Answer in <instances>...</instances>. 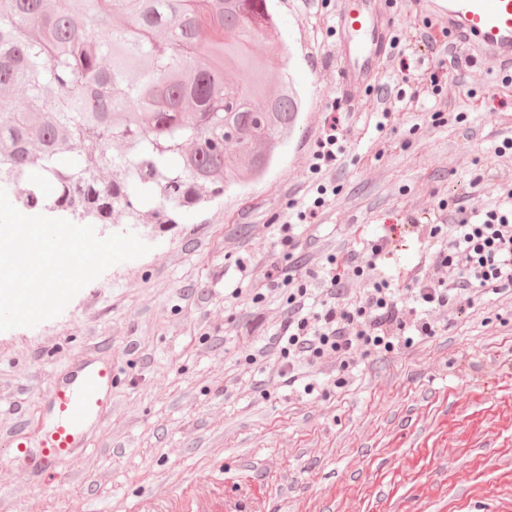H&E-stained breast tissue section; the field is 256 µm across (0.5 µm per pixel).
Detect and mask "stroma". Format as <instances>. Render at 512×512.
<instances>
[{"mask_svg":"<svg viewBox=\"0 0 512 512\" xmlns=\"http://www.w3.org/2000/svg\"><path fill=\"white\" fill-rule=\"evenodd\" d=\"M271 9L305 107L263 181L176 224L96 225L101 237L134 231L151 250L107 269L56 318L0 332V512H512L511 296L481 297L448 330L370 357L345 387L319 380L309 396L248 363L236 335L255 293L270 324L281 318L288 287L267 277L288 265L277 228L316 196L306 160L326 116L337 119L339 193L300 235L302 263L387 233L412 268L434 203L491 202L492 185L472 179L501 164L512 83L477 71L456 86L460 48L424 49L385 121L374 105L391 74L359 105L340 92L336 0ZM434 73L443 103L412 101ZM92 354L118 372L112 412L85 453L37 473L53 383Z\"/></svg>","mask_w":512,"mask_h":512,"instance_id":"1","label":"stroma"}]
</instances>
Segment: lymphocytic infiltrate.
<instances>
[{
  "label": "lymphocytic infiltrate",
  "mask_w": 512,
  "mask_h": 512,
  "mask_svg": "<svg viewBox=\"0 0 512 512\" xmlns=\"http://www.w3.org/2000/svg\"><path fill=\"white\" fill-rule=\"evenodd\" d=\"M495 204L470 220L463 206L438 202L435 221L423 230L431 264L416 275L386 269L390 238L381 235L343 256L304 272L288 271L287 308L248 359L295 384L303 369L352 371L358 359L392 351L450 325V313L479 296L512 291V178L489 170ZM455 278H447L446 268Z\"/></svg>",
  "instance_id": "1"
}]
</instances>
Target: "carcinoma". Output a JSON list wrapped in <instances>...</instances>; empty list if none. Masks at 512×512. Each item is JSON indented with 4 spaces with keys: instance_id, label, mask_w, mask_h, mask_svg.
I'll return each mask as SVG.
<instances>
[{
    "instance_id": "carcinoma-1",
    "label": "carcinoma",
    "mask_w": 512,
    "mask_h": 512,
    "mask_svg": "<svg viewBox=\"0 0 512 512\" xmlns=\"http://www.w3.org/2000/svg\"><path fill=\"white\" fill-rule=\"evenodd\" d=\"M213 2L0 0V91L28 89L0 111V184H26L29 211L174 224L261 175L296 126L288 76L270 80L288 52L267 0Z\"/></svg>"
}]
</instances>
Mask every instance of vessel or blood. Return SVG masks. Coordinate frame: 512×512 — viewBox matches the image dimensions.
Here are the masks:
<instances>
[{"label": "vessel or blood", "mask_w": 512, "mask_h": 512, "mask_svg": "<svg viewBox=\"0 0 512 512\" xmlns=\"http://www.w3.org/2000/svg\"><path fill=\"white\" fill-rule=\"evenodd\" d=\"M337 24L343 33L340 85L349 102L365 93L387 52L394 19L386 0H336ZM432 15L447 25L468 56L481 58L496 71L512 65V0H433ZM111 366L88 363L52 389L55 423L34 459L46 471L60 455L87 449L86 434L112 410Z\"/></svg>", "instance_id": "obj_1"}]
</instances>
